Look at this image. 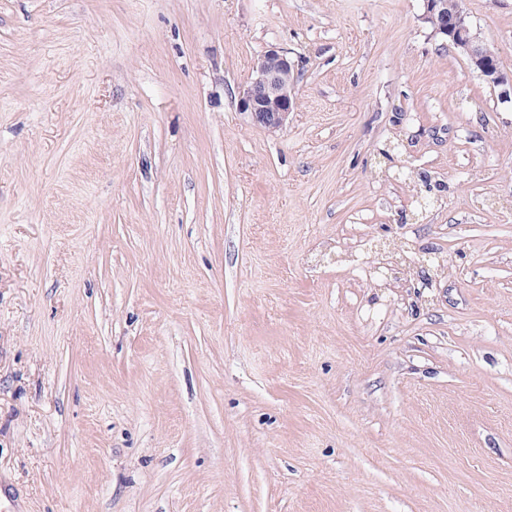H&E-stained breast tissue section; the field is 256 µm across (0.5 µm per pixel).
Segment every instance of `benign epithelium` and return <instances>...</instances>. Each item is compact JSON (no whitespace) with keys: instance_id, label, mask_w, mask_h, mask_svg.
I'll return each mask as SVG.
<instances>
[{"instance_id":"benign-epithelium-1","label":"benign epithelium","mask_w":512,"mask_h":512,"mask_svg":"<svg viewBox=\"0 0 512 512\" xmlns=\"http://www.w3.org/2000/svg\"><path fill=\"white\" fill-rule=\"evenodd\" d=\"M423 20L436 34L450 40L483 81L499 90L501 99L512 100V77L495 64V52L468 15H448L447 0H425ZM238 108L248 113L254 124L270 132L285 126L294 111V95L292 64L283 51L269 49L257 59L251 81L240 92Z\"/></svg>"}]
</instances>
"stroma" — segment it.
<instances>
[{
  "instance_id": "obj_1",
  "label": "stroma",
  "mask_w": 512,
  "mask_h": 512,
  "mask_svg": "<svg viewBox=\"0 0 512 512\" xmlns=\"http://www.w3.org/2000/svg\"><path fill=\"white\" fill-rule=\"evenodd\" d=\"M423 12L0 0L14 512H512V104ZM253 73L240 92L239 111L248 113L254 124L276 132L294 111L292 64L283 51L269 49L257 59Z\"/></svg>"
}]
</instances>
